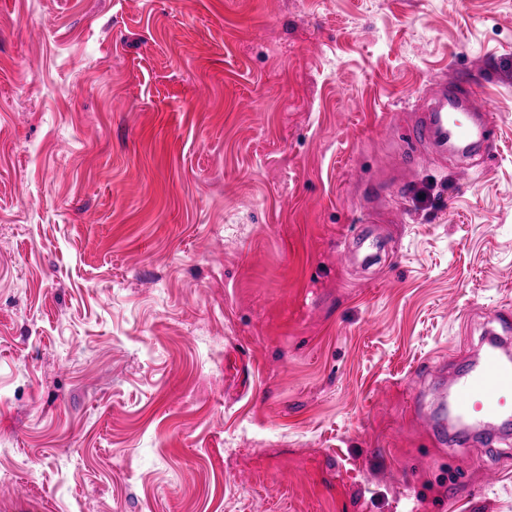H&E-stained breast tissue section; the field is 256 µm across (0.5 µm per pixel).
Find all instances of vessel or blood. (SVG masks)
I'll return each mask as SVG.
<instances>
[{
	"instance_id": "obj_1",
	"label": "vessel or blood",
	"mask_w": 512,
	"mask_h": 512,
	"mask_svg": "<svg viewBox=\"0 0 512 512\" xmlns=\"http://www.w3.org/2000/svg\"><path fill=\"white\" fill-rule=\"evenodd\" d=\"M433 102L412 128L415 139L432 140L440 152L465 151L496 137L486 115L467 116L469 96L447 79L433 78ZM453 410L476 423L512 419V360L497 338H489L482 360L450 384Z\"/></svg>"
}]
</instances>
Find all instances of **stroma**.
Wrapping results in <instances>:
<instances>
[{"label":"stroma","mask_w":512,"mask_h":512,"mask_svg":"<svg viewBox=\"0 0 512 512\" xmlns=\"http://www.w3.org/2000/svg\"><path fill=\"white\" fill-rule=\"evenodd\" d=\"M504 310L512 0H0V512H512L417 420ZM434 97L424 117L412 127V136L419 142L432 140L442 154L451 150L465 151L494 142L496 129L481 114L464 118L469 95L446 78L432 79ZM491 126V127H490Z\"/></svg>","instance_id":"obj_1"}]
</instances>
